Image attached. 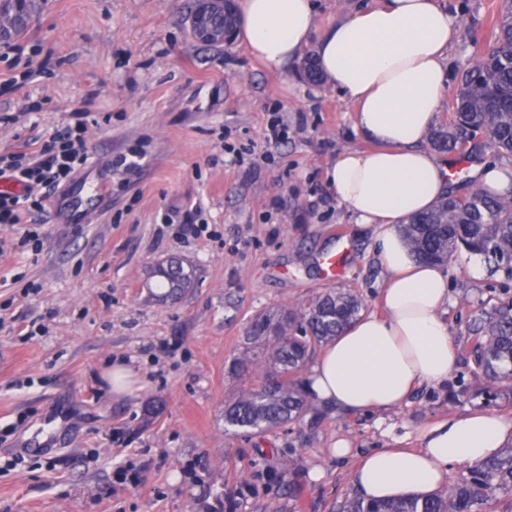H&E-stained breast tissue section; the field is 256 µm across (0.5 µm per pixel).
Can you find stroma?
Returning a JSON list of instances; mask_svg holds the SVG:
<instances>
[{
	"instance_id": "35a3bbf8",
	"label": "stroma",
	"mask_w": 512,
	"mask_h": 512,
	"mask_svg": "<svg viewBox=\"0 0 512 512\" xmlns=\"http://www.w3.org/2000/svg\"><path fill=\"white\" fill-rule=\"evenodd\" d=\"M196 0H45L20 39L0 45V157L39 154L71 112L88 115L87 166L52 192L40 246L0 224V512H331L356 497L351 460L331 452L385 447L440 417L488 411L512 419V388L472 397L468 321L512 298V277L459 252L445 265L443 314L458 363L385 418L313 405L263 431L228 432L224 409L244 387L228 373L252 356L245 336L328 292L379 309L382 267L370 234L331 189L327 172L365 147L351 107L325 83L266 70L240 41L195 39ZM462 28L439 106L446 121L476 46H488L499 0H451ZM288 138L266 146L269 113ZM247 150L231 163L224 146ZM142 147L133 170L120 156ZM101 193L88 219L65 223V193L81 179ZM206 225L186 233L187 213ZM346 250L329 282L319 257ZM193 267L184 291L161 288L159 267ZM126 362L133 393L106 372Z\"/></svg>"
}]
</instances>
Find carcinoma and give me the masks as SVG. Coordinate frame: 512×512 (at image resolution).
Here are the masks:
<instances>
[{
    "instance_id": "1",
    "label": "carcinoma",
    "mask_w": 512,
    "mask_h": 512,
    "mask_svg": "<svg viewBox=\"0 0 512 512\" xmlns=\"http://www.w3.org/2000/svg\"><path fill=\"white\" fill-rule=\"evenodd\" d=\"M493 45L474 56L453 95L451 119L431 131L429 145L441 152L460 149L463 155L486 145L512 154V0H501L492 26ZM404 233L421 257L449 261L460 248L489 263L512 264V191L505 196L481 187L468 196H449L431 210L410 218ZM170 292L191 284L182 263L159 268ZM353 296L327 292L274 320L255 318L246 339L261 344L273 337V370L246 371L235 361L229 373L249 376L253 385L224 409L225 429L264 430L299 418L313 401L302 374L315 348L331 340L359 312ZM476 335L473 375L495 385L512 380V301L482 311L471 320ZM512 491V449L476 468L472 478L446 492L392 501L354 498L337 512H488L501 491Z\"/></svg>"
}]
</instances>
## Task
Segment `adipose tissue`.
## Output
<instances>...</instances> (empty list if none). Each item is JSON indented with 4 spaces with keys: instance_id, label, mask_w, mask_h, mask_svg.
<instances>
[{
    "instance_id": "1",
    "label": "adipose tissue",
    "mask_w": 512,
    "mask_h": 512,
    "mask_svg": "<svg viewBox=\"0 0 512 512\" xmlns=\"http://www.w3.org/2000/svg\"><path fill=\"white\" fill-rule=\"evenodd\" d=\"M238 17V36L269 70L301 66L313 53L326 83L351 105L355 131L376 144L341 153L328 179L372 234L387 273L385 313L356 316L327 343L310 389L319 404L347 413L394 411L420 387L447 380L457 362L442 318L448 277L412 251L402 228L452 191L446 162L424 140L437 122L458 19L446 0H356L322 29L315 0H239ZM511 435L504 416L451 414L420 428L417 447L363 454L352 482L368 500L423 497L449 466H479Z\"/></svg>"
}]
</instances>
